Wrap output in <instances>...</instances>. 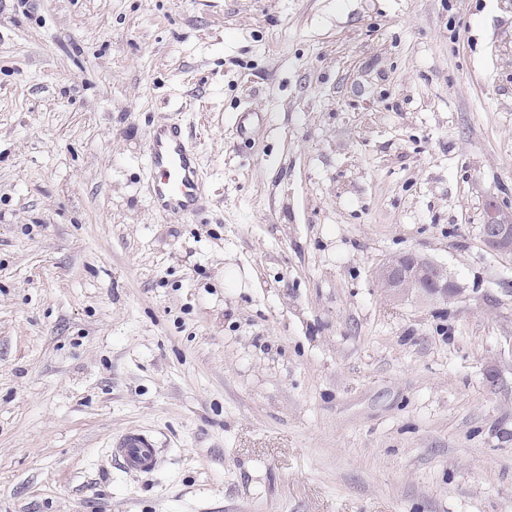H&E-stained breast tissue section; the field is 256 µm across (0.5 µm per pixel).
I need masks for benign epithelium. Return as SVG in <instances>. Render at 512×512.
Instances as JSON below:
<instances>
[{
	"label": "benign epithelium",
	"mask_w": 512,
	"mask_h": 512,
	"mask_svg": "<svg viewBox=\"0 0 512 512\" xmlns=\"http://www.w3.org/2000/svg\"><path fill=\"white\" fill-rule=\"evenodd\" d=\"M484 243L494 252L512 253V214L490 201L485 205L480 225ZM376 281L396 301L425 296L447 301L458 293L447 267L415 252L396 255L374 271Z\"/></svg>",
	"instance_id": "1"
}]
</instances>
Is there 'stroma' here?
I'll return each mask as SVG.
<instances>
[{
  "instance_id": "35a3bbf8",
  "label": "stroma",
  "mask_w": 512,
  "mask_h": 512,
  "mask_svg": "<svg viewBox=\"0 0 512 512\" xmlns=\"http://www.w3.org/2000/svg\"><path fill=\"white\" fill-rule=\"evenodd\" d=\"M159 123L197 218L147 191ZM490 198L512 0H0V512H512ZM410 251L459 294L394 302ZM150 194L162 212L187 217L203 208L204 185L199 174L198 153L177 123L154 129L147 145ZM111 448L113 456L131 471L151 472L157 464L159 448H156L154 440L144 433H124L112 441Z\"/></svg>"
}]
</instances>
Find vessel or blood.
I'll list each match as a JSON object with an SVG mask.
<instances>
[{
    "label": "vessel or blood",
    "mask_w": 512,
    "mask_h": 512,
    "mask_svg": "<svg viewBox=\"0 0 512 512\" xmlns=\"http://www.w3.org/2000/svg\"><path fill=\"white\" fill-rule=\"evenodd\" d=\"M150 194L162 212L187 217L203 208L204 185L199 174L198 153L188 143L180 126L165 124L154 129L147 145ZM113 456L132 471L154 470L159 450L154 440L141 432L130 431L116 437Z\"/></svg>",
    "instance_id": "obj_1"
}]
</instances>
